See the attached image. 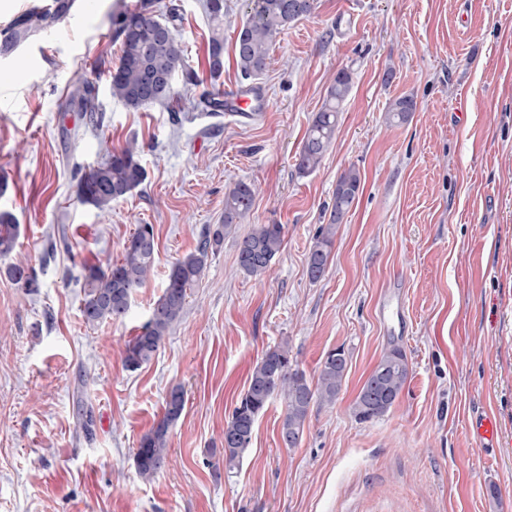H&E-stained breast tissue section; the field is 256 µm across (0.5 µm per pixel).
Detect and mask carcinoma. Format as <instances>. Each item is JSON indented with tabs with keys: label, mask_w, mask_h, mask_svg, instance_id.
Returning <instances> with one entry per match:
<instances>
[{
	"label": "carcinoma",
	"mask_w": 512,
	"mask_h": 512,
	"mask_svg": "<svg viewBox=\"0 0 512 512\" xmlns=\"http://www.w3.org/2000/svg\"><path fill=\"white\" fill-rule=\"evenodd\" d=\"M73 0H56L54 9L29 12L14 24L9 39L0 50L13 51L37 29L49 26L66 17ZM314 10V0H247V17L235 41V61L240 77L253 80L264 72L269 51L278 35L289 24L307 17ZM211 26L206 65L213 79L224 71V9H207ZM178 6H169L165 15L152 9V0H140L134 7L121 11L114 19L116 36L121 38L120 56L110 70V93L132 110L167 104L175 96L174 82L184 67L185 46L177 39L175 21ZM159 78L155 89L146 91L151 76ZM352 73L341 68L328 89L326 100L312 116L296 157L301 175L313 173L332 144L341 108L352 89ZM72 101L82 111L94 116L95 88L86 82L73 92ZM416 110L411 96L396 98L388 107L387 120L405 123ZM145 170L139 159L136 142L122 149H104V156L80 178L77 199L101 211L125 198L143 183ZM363 190L360 170L352 165L340 175L333 193L328 223L319 227L307 255V272L311 280L320 279L325 272L336 234V225L358 199ZM258 188L255 183L237 181L224 195V223L212 233H206L196 250L177 259L168 274L162 295L152 313L135 336L124 356L127 367L137 369L151 360L166 336L179 321L185 306L187 290L200 278L209 253L224 243L235 226L250 215ZM19 235V224L9 211H0V255L10 254ZM284 227L281 224H256L249 233L237 239L238 264L249 277H261L281 252ZM157 243L152 225L141 224L124 243L121 258L102 270L92 267L86 279V298L81 315L88 325L105 320H120L128 311L135 289L141 287L153 273ZM9 276L27 288L37 287L29 272L28 260H19L9 267ZM347 373V359L341 349L329 351L321 361L316 383L294 364L288 344L278 345L264 353L256 363L248 386L224 425V466L231 470L250 448L255 423L273 395L282 398L285 413L280 436L288 448L297 447L315 402L332 404L336 401ZM410 374L406 354L393 348L383 354L362 386L352 406L359 421L384 416L390 411L407 383ZM184 392L173 388L165 401L163 417L142 436L135 453L139 475L150 480L163 466L169 448V429L184 410Z\"/></svg>",
	"instance_id": "carcinoma-1"
}]
</instances>
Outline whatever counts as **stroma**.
I'll return each mask as SVG.
<instances>
[{"label":"stroma","mask_w":512,"mask_h":512,"mask_svg":"<svg viewBox=\"0 0 512 512\" xmlns=\"http://www.w3.org/2000/svg\"><path fill=\"white\" fill-rule=\"evenodd\" d=\"M174 1L198 81L179 85L169 107L130 110L110 94L112 17L131 0L75 5L0 54V210L17 217L15 252L38 282L14 284L0 257V512H512V0H315L271 48L254 81L265 110L249 118L201 103L214 84L242 83L245 0H224L217 82L204 0ZM343 67L354 85L336 136L299 175L308 123ZM86 81L98 125L71 101ZM405 95L416 111L388 122ZM132 139L144 182L106 212L80 203L100 142ZM352 165L363 191L311 280L307 252ZM241 179L258 187L249 219L210 254L156 355L127 369L125 347L172 263L223 223L224 195ZM141 224L155 230L153 274L125 318L85 324L89 267L112 263ZM256 224L285 233L260 278L243 275L236 244ZM283 342L312 380L328 351L344 349L343 388L312 406L294 448L280 441L284 403L273 397L226 470L224 424L257 361ZM394 347L409 362L405 387L385 416L356 420V396ZM178 385L185 406L167 462L143 480L139 441ZM485 417L498 428L491 443L474 427Z\"/></svg>","instance_id":"35a3bbf8"}]
</instances>
